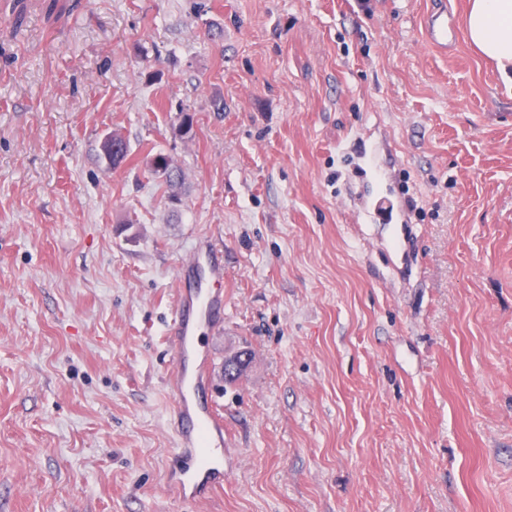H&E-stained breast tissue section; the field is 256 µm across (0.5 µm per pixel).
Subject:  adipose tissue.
<instances>
[{
  "mask_svg": "<svg viewBox=\"0 0 512 512\" xmlns=\"http://www.w3.org/2000/svg\"><path fill=\"white\" fill-rule=\"evenodd\" d=\"M465 35L504 80L512 81V0H470Z\"/></svg>",
  "mask_w": 512,
  "mask_h": 512,
  "instance_id": "ef3b65f1",
  "label": "adipose tissue"
}]
</instances>
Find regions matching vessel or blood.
Wrapping results in <instances>:
<instances>
[{"instance_id":"b4317fda","label":"vessel or blood","mask_w":512,"mask_h":512,"mask_svg":"<svg viewBox=\"0 0 512 512\" xmlns=\"http://www.w3.org/2000/svg\"><path fill=\"white\" fill-rule=\"evenodd\" d=\"M428 43L447 49L456 31L446 8H438L425 20ZM181 287L169 325L174 341L173 372L170 381L177 420L176 448L179 458L193 462V472L178 478L182 499L199 502L209 498L224 480L221 469L210 466L213 452L224 449V422L215 414L206 394L198 337L210 326L216 311L224 305V268L216 250L193 251L179 271Z\"/></svg>"}]
</instances>
